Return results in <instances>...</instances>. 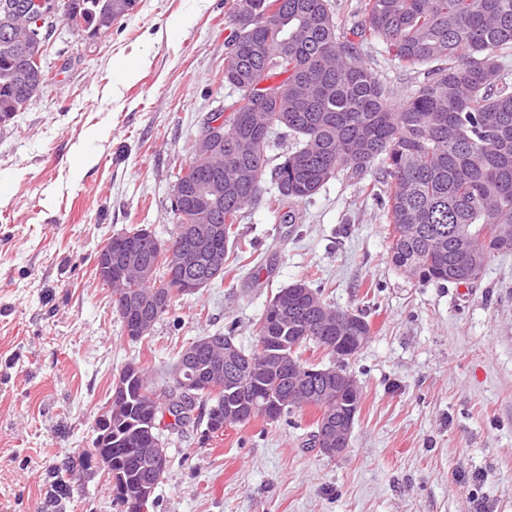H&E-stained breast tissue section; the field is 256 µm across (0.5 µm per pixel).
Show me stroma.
Returning a JSON list of instances; mask_svg holds the SVG:
<instances>
[{"mask_svg": "<svg viewBox=\"0 0 512 512\" xmlns=\"http://www.w3.org/2000/svg\"><path fill=\"white\" fill-rule=\"evenodd\" d=\"M234 9L137 0L98 33L57 16L46 86L0 129V512H118L90 452L121 369L164 388L183 346L230 324L252 351L266 305L302 279L371 325L348 363L362 400L345 455L307 448L313 407L214 435L165 425L153 512H512V251L472 286L420 283L392 265L366 181L342 173L279 204L266 178L237 224L250 250L174 298L150 337L125 335L96 256L142 225L171 242L175 176L207 118L239 98L224 81ZM360 52L396 102L422 79L380 41ZM121 66L135 79L119 81Z\"/></svg>", "mask_w": 512, "mask_h": 512, "instance_id": "1", "label": "stroma"}]
</instances>
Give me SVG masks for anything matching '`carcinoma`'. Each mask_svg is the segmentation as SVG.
Wrapping results in <instances>:
<instances>
[{
	"mask_svg": "<svg viewBox=\"0 0 512 512\" xmlns=\"http://www.w3.org/2000/svg\"><path fill=\"white\" fill-rule=\"evenodd\" d=\"M0 0V31L13 38L40 39L48 34L4 14ZM136 0H69L66 17L97 32L124 17ZM363 21L352 35L367 42L378 38L392 60L406 69L424 67V79L412 96L395 107L387 85L362 60L355 43L344 36L329 0H241L233 15L227 42L224 82L240 92V111L252 116L254 131L227 130L220 157L206 161L197 144L176 181H224V197L208 214L191 207L178 215L171 245L153 238L144 243L141 258L157 279L133 275L112 281V308L123 329L132 327L123 311L128 298L157 289L168 302L146 312L156 323L168 314L175 296L186 294L191 270L169 275L166 253L188 243L204 261L213 252L227 258L242 249L234 225L242 210L256 204L262 193L271 129L288 132L292 150L274 169L277 201H308L332 178L347 170L372 175L387 186L380 205L387 208L395 241L389 248L393 266L422 283H458L471 277L470 265L485 269L506 235L512 240V71L501 60L512 55V0H360ZM276 75L284 79L266 88L256 104L254 83ZM36 77L33 55L0 47V126L5 128L32 99L26 82ZM146 236L136 228L112 236L118 249ZM336 324V308L323 298V289L306 281L280 289L259 318L258 344L240 350L241 363L224 362V353L203 349L194 397L174 425L191 420L196 408L206 418V430L224 431V416L236 410L247 416H282L303 408L290 397L294 381L288 368L268 363L277 350L299 359L291 347L326 341L305 339L319 320ZM250 358L258 367L246 370ZM301 386L309 392L335 387L300 365ZM116 385L122 394L99 418L94 454L110 462L116 484L112 496L127 504L126 493L154 481L148 449L161 443L153 414L164 416L177 394L175 383L157 390L145 368L130 363Z\"/></svg>",
	"mask_w": 512,
	"mask_h": 512,
	"instance_id": "1",
	"label": "carcinoma"
}]
</instances>
